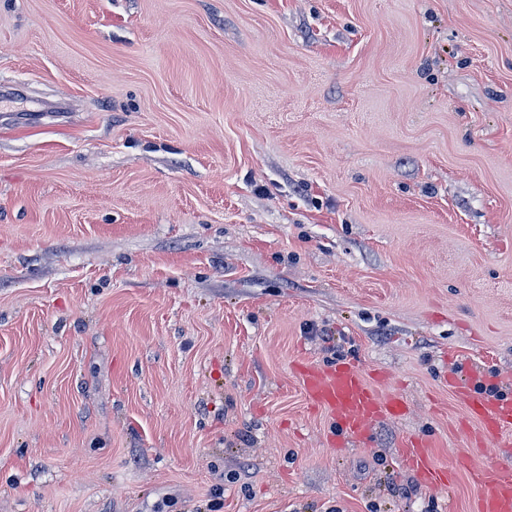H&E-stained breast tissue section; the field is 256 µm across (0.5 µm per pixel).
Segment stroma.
Segmentation results:
<instances>
[{
    "mask_svg": "<svg viewBox=\"0 0 512 512\" xmlns=\"http://www.w3.org/2000/svg\"><path fill=\"white\" fill-rule=\"evenodd\" d=\"M339 362L406 405L343 450ZM471 366L512 397V0H0V512H476ZM405 467L413 471L417 478L425 484H436L445 482V472L436 469L429 457L427 445L423 440H413L408 448H405L403 455Z\"/></svg>",
    "mask_w": 512,
    "mask_h": 512,
    "instance_id": "stroma-1",
    "label": "stroma"
}]
</instances>
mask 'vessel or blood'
<instances>
[{
    "label": "vessel or blood",
    "mask_w": 512,
    "mask_h": 512,
    "mask_svg": "<svg viewBox=\"0 0 512 512\" xmlns=\"http://www.w3.org/2000/svg\"><path fill=\"white\" fill-rule=\"evenodd\" d=\"M302 389L314 408L327 411L336 427L337 440L347 438L363 443L372 436L374 422L404 410L402 401L381 395L352 363H339L330 369L304 366L300 369ZM477 375L449 379L448 388L466 406L486 435L503 436L512 431V400L490 399L476 392ZM405 467L426 484L442 483L445 472L436 469L424 441H411L403 455ZM481 489L478 512H512V469L486 467L475 474Z\"/></svg>",
    "instance_id": "b4317fda"
}]
</instances>
